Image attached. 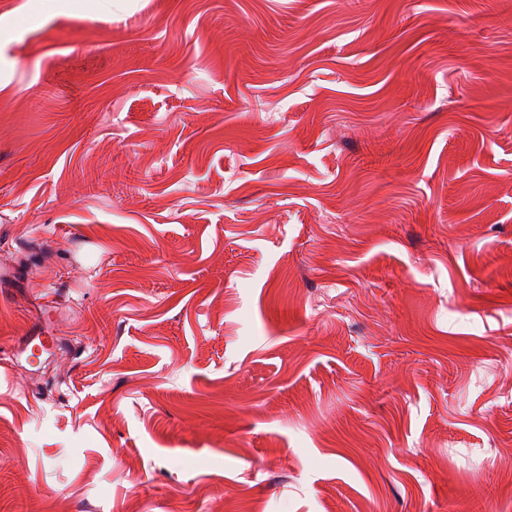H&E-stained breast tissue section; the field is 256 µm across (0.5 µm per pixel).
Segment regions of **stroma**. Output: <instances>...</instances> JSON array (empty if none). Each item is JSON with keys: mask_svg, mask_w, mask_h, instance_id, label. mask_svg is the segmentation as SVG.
Segmentation results:
<instances>
[{"mask_svg": "<svg viewBox=\"0 0 512 512\" xmlns=\"http://www.w3.org/2000/svg\"><path fill=\"white\" fill-rule=\"evenodd\" d=\"M1 265L0 512H512V0H0Z\"/></svg>", "mask_w": 512, "mask_h": 512, "instance_id": "1", "label": "stroma"}]
</instances>
